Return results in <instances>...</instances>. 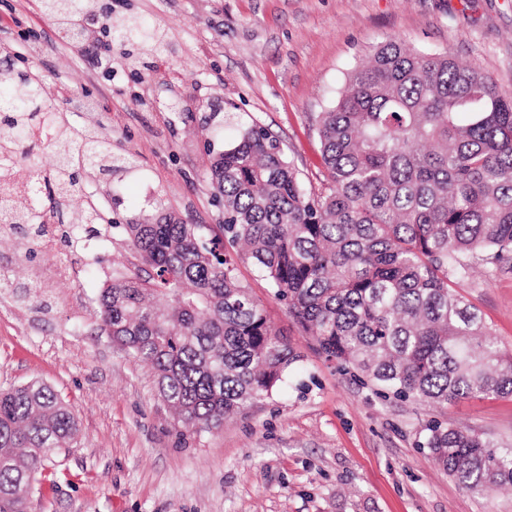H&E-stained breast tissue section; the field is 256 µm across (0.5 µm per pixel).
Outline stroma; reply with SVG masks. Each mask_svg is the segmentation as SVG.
I'll return each mask as SVG.
<instances>
[{
  "mask_svg": "<svg viewBox=\"0 0 512 512\" xmlns=\"http://www.w3.org/2000/svg\"><path fill=\"white\" fill-rule=\"evenodd\" d=\"M98 13L164 31L168 52L128 55L100 30L112 68H93L40 0H0V45L62 89L53 111L88 97L125 161L87 188L106 218L99 236L51 254L0 227V387L50 385L79 425L51 458L66 480L42 486L30 512H512V490L465 491L423 446L427 425L442 423L512 448V397L438 407L377 394L325 360L250 263L239 280L301 358L220 428L175 426L154 373L97 316L115 270L139 263L126 223L160 207L218 223L206 170L235 134L226 113L272 131L305 186L320 188L315 118L360 59L395 39L512 89V0H98ZM59 256L73 266L65 281L47 274ZM460 291L512 350V272L478 267Z\"/></svg>",
  "mask_w": 512,
  "mask_h": 512,
  "instance_id": "stroma-1",
  "label": "stroma"
}]
</instances>
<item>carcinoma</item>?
I'll return each mask as SVG.
<instances>
[{"label":"carcinoma","mask_w":512,"mask_h":512,"mask_svg":"<svg viewBox=\"0 0 512 512\" xmlns=\"http://www.w3.org/2000/svg\"><path fill=\"white\" fill-rule=\"evenodd\" d=\"M62 37L82 29L97 0H42ZM152 53L164 33L107 18ZM3 145L23 160L47 151L51 179L4 211L37 238L38 196L55 223L87 234L103 223L88 203L63 211L83 185L123 161L100 123L54 115L45 147L30 143L52 91L12 71L0 46ZM326 186L305 188L281 140L256 123L212 158L208 177L224 217L219 232L171 211L125 225L152 272L117 271L99 314L112 341L153 368L178 426L215 429L273 393L299 355L237 276L251 263L325 358L381 394L427 405L512 395V352L459 291L477 265L512 271V92L473 65L395 40L356 65L319 113ZM232 248L234 255L226 254ZM77 435L69 406L38 381L0 388V512H28L35 486L64 474L46 465ZM424 447L462 489L512 486V448L458 426L427 428Z\"/></svg>","instance_id":"carcinoma-1"}]
</instances>
